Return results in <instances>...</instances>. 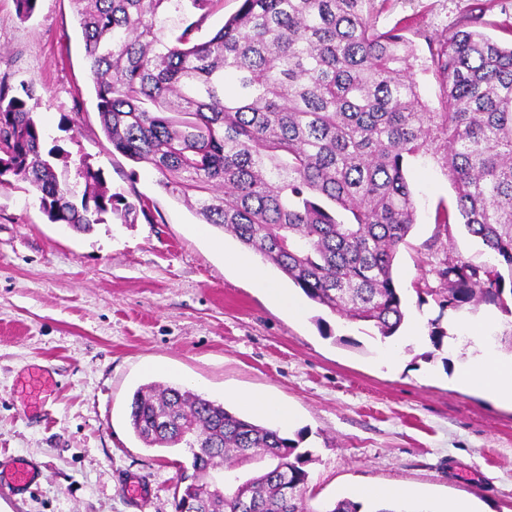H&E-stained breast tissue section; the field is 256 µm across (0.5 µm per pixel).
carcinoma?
Instances as JSON below:
<instances>
[{"instance_id":"1","label":"carcinoma","mask_w":512,"mask_h":512,"mask_svg":"<svg viewBox=\"0 0 512 512\" xmlns=\"http://www.w3.org/2000/svg\"><path fill=\"white\" fill-rule=\"evenodd\" d=\"M101 130L160 189L276 266L317 305L396 334L405 319L393 277L415 223L407 160H443L467 231L493 262L450 256L434 294L450 310L503 306L512 273V46L478 30L484 9L429 47L443 105L431 109L403 28L378 26L372 0H241L211 37L221 0H72ZM31 85L0 77V187L30 185L52 224L88 233L144 209L105 186L83 159L78 192L62 179L69 153L46 147ZM130 424L147 447L185 448L192 473L174 488L204 512H315L300 441L180 387L147 384ZM255 460L242 481L210 479Z\"/></svg>"}]
</instances>
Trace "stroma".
<instances>
[{"label":"stroma","instance_id":"stroma-1","mask_svg":"<svg viewBox=\"0 0 512 512\" xmlns=\"http://www.w3.org/2000/svg\"><path fill=\"white\" fill-rule=\"evenodd\" d=\"M485 7V34L512 42V0H372L379 26L405 23L419 57L428 43ZM33 84L47 139L72 160L89 157L109 187L148 210L135 223L113 216L92 232L49 223L32 193L0 188V466L24 458L31 493L0 486V512H175L174 485L190 456L145 447L129 423L141 385L182 387L250 411L232 393L288 405L287 437L313 453L306 499L313 508L363 486L401 485L415 504L444 512L469 501L474 512H512V407L457 382L471 345L466 327L499 316L493 347L512 353V315L480 304L440 308L433 291L446 256L490 261L463 225L436 234L438 206L456 193L440 160L408 159L416 224L394 276L406 317L382 359L384 340L311 302L271 264L268 278L303 308L296 317L224 262L246 247L166 195L152 168L113 153L71 0H38L23 19L0 0V76ZM456 339L433 344V326ZM53 380L44 402L21 392L28 373ZM143 483L146 501L128 486Z\"/></svg>","mask_w":512,"mask_h":512}]
</instances>
